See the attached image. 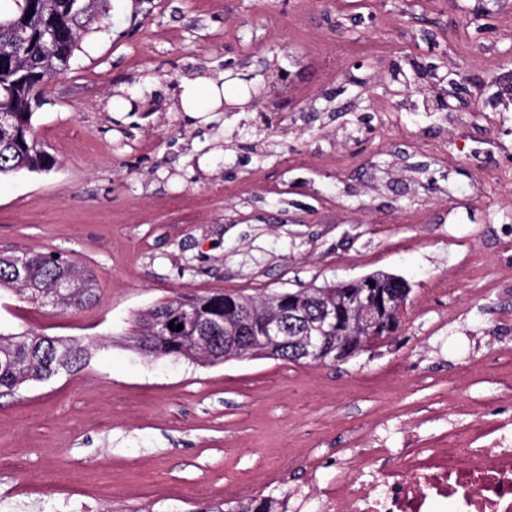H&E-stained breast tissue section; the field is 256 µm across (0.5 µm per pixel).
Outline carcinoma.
I'll return each instance as SVG.
<instances>
[{"label":"carcinoma","instance_id":"1","mask_svg":"<svg viewBox=\"0 0 512 512\" xmlns=\"http://www.w3.org/2000/svg\"><path fill=\"white\" fill-rule=\"evenodd\" d=\"M112 26L107 0H0V176L22 171H51L57 161L38 137L33 117L46 102L50 83L69 70L82 36L106 31ZM26 263L27 274H16V260ZM73 280L79 287H58ZM9 288L41 307L56 305L57 310H79L98 299V281L62 253L0 254V289ZM411 288L401 277L383 271L361 279L324 283L282 292L283 303L298 302L305 309L308 325L316 323L320 305L351 295L362 294L390 299L378 313L377 324L361 330L345 321L337 331L344 337L341 356L354 358L396 335L403 318L393 301L409 300ZM243 295L222 293L193 298L173 297L160 301L133 325L131 339L149 337L144 354L151 358L189 360L216 365L235 358L245 344H228L226 336L263 334L261 320L238 327ZM187 309L206 326L222 324L203 340L193 344L172 333L151 335L154 321L174 311ZM88 358V346L77 340L19 332H0V390L14 391L30 381H48L63 371H72ZM195 512H275L268 496L251 498L226 509L224 504L207 505Z\"/></svg>","mask_w":512,"mask_h":512}]
</instances>
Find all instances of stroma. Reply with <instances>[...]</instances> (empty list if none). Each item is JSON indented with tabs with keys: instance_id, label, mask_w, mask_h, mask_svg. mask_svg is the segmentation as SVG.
I'll list each match as a JSON object with an SVG mask.
<instances>
[{
	"instance_id": "35a3bbf8",
	"label": "stroma",
	"mask_w": 512,
	"mask_h": 512,
	"mask_svg": "<svg viewBox=\"0 0 512 512\" xmlns=\"http://www.w3.org/2000/svg\"><path fill=\"white\" fill-rule=\"evenodd\" d=\"M111 5L110 30L83 39L34 118L55 168L0 179V253L61 252L99 284L67 312L0 290V331L93 345L80 368L0 395V512L345 490L377 437L396 451L512 423V0ZM228 56L290 71L282 132L260 141L250 114L176 110L170 80L221 77ZM433 58L462 68L480 111H424L426 83L388 107L396 66ZM124 93L150 111L116 109ZM374 271L412 288L400 334L335 365L155 360L127 337L173 296ZM295 454L311 468H287Z\"/></svg>"
}]
</instances>
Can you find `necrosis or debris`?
<instances>
[{"instance_id": "necrosis-or-debris-1", "label": "necrosis or debris", "mask_w": 512, "mask_h": 512, "mask_svg": "<svg viewBox=\"0 0 512 512\" xmlns=\"http://www.w3.org/2000/svg\"><path fill=\"white\" fill-rule=\"evenodd\" d=\"M319 512H512V434L462 427L435 448H406L349 490L325 488Z\"/></svg>"}]
</instances>
